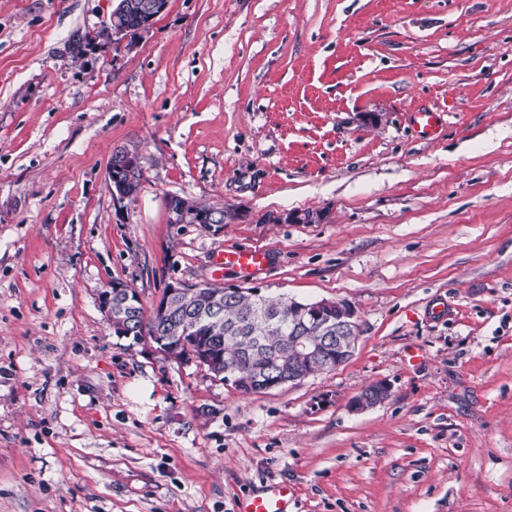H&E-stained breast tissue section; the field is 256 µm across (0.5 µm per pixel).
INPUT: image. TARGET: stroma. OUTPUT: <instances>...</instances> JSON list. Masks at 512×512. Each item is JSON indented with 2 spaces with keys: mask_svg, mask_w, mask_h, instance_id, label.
I'll return each instance as SVG.
<instances>
[{
  "mask_svg": "<svg viewBox=\"0 0 512 512\" xmlns=\"http://www.w3.org/2000/svg\"><path fill=\"white\" fill-rule=\"evenodd\" d=\"M114 3L0 0V512H512V0ZM175 279L349 301L354 352L243 394L114 334L108 284ZM118 1H120L119 3H123V2L131 3L132 2L135 5L143 6V10H142L143 12H145L144 7L152 2L151 9L148 12V15L146 16L147 19H146V21L143 22L142 25H141V23L144 20L145 16H143V12L141 14V12H140L141 9L140 10H138V9L128 10V12H126L124 15L120 16L122 25H126L127 33H134L136 31H138L140 28H141V30L148 28L151 25V23L153 22V20L166 9L167 3H168L167 0H153V1H151V0H118ZM412 121L418 134L430 139L434 137L441 124V113L434 111H418L412 112ZM121 150L122 149H119L112 154V162L108 167V178L112 186L113 195L117 200L123 201L132 198V194L129 192V185L134 175H137L139 172L142 174V158L137 151L129 149H125L119 156ZM118 157L122 160L119 166L122 167L127 174L126 180H122L121 176H112V163L116 174H120V172L116 170ZM177 196H170L167 200V209L169 213L170 223L173 224H196L198 221H194L186 214L180 206H176ZM177 204H181L188 213H193L195 220L200 216H206L210 218L212 224H223L226 219V212L224 209H217L206 205L197 204L190 202L184 198L179 197ZM219 258L224 259V268L230 267L241 274H250L263 265L266 252L253 248H239L224 250V255L219 254ZM293 496V488L288 484L269 483L244 498L238 512H288Z\"/></svg>",
  "mask_w": 512,
  "mask_h": 512,
  "instance_id": "stroma-1",
  "label": "stroma"
}]
</instances>
